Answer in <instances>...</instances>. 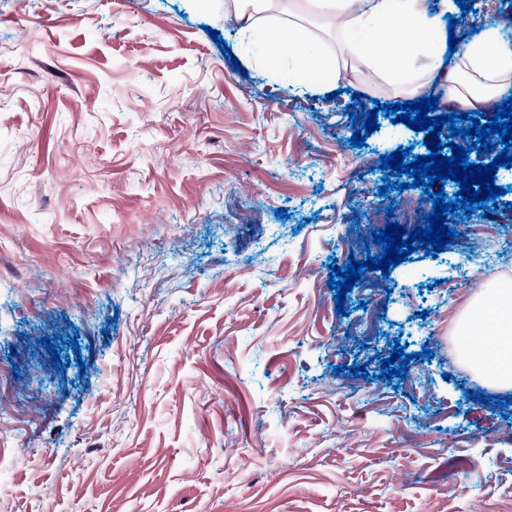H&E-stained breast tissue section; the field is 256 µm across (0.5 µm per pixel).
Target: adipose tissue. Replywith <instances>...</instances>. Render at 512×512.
Here are the masks:
<instances>
[{
	"instance_id": "ef3b65f1",
	"label": "adipose tissue",
	"mask_w": 512,
	"mask_h": 512,
	"mask_svg": "<svg viewBox=\"0 0 512 512\" xmlns=\"http://www.w3.org/2000/svg\"><path fill=\"white\" fill-rule=\"evenodd\" d=\"M324 26L336 35L337 55L317 44L302 24L289 22L288 32L267 38V53L288 56L295 82L313 91L340 83L341 56L353 58L367 73L404 85L407 95L422 94L442 64L434 43L443 41L446 14L457 11L455 0H309ZM288 0H233L228 15L240 30L250 31L285 12ZM512 80V41L498 27L486 25L464 55L450 66L441 84L443 98L462 109L490 104L498 89ZM464 334L479 336L466 344V355L479 366L493 367L498 380L512 385V287L488 290L470 310Z\"/></svg>"
}]
</instances>
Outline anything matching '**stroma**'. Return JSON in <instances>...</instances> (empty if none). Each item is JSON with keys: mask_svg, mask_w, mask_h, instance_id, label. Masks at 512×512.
Segmentation results:
<instances>
[{"mask_svg": "<svg viewBox=\"0 0 512 512\" xmlns=\"http://www.w3.org/2000/svg\"><path fill=\"white\" fill-rule=\"evenodd\" d=\"M243 38L224 0H0V512H512V392L460 340L512 283L471 253L507 237L512 168L336 311L330 264L424 196L381 158L424 135L351 146L399 86L328 99Z\"/></svg>", "mask_w": 512, "mask_h": 512, "instance_id": "stroma-1", "label": "stroma"}]
</instances>
